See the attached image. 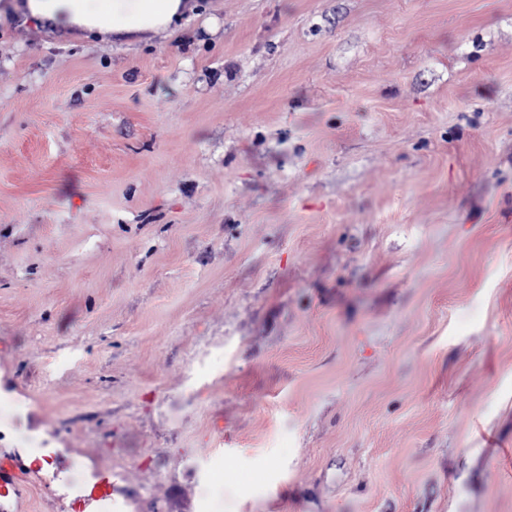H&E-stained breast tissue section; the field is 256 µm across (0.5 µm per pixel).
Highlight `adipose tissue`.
<instances>
[{
    "mask_svg": "<svg viewBox=\"0 0 512 512\" xmlns=\"http://www.w3.org/2000/svg\"><path fill=\"white\" fill-rule=\"evenodd\" d=\"M193 9L191 0H0V19L22 10L64 30L121 38L168 31Z\"/></svg>",
    "mask_w": 512,
    "mask_h": 512,
    "instance_id": "obj_1",
    "label": "adipose tissue"
}]
</instances>
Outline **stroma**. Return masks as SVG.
Returning <instances> with one entry per match:
<instances>
[{"instance_id": "obj_1", "label": "stroma", "mask_w": 512, "mask_h": 512, "mask_svg": "<svg viewBox=\"0 0 512 512\" xmlns=\"http://www.w3.org/2000/svg\"><path fill=\"white\" fill-rule=\"evenodd\" d=\"M3 389L0 512H512V0L1 21Z\"/></svg>"}]
</instances>
